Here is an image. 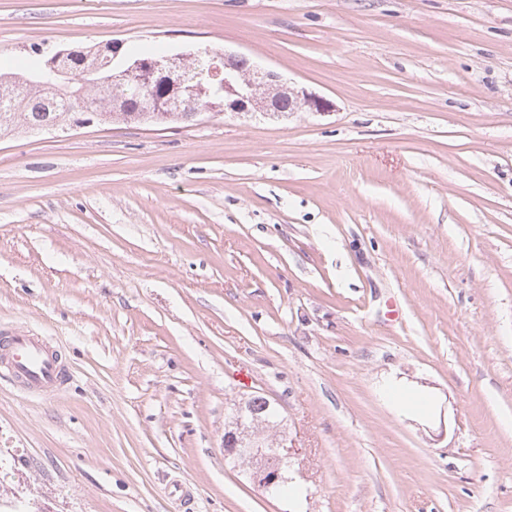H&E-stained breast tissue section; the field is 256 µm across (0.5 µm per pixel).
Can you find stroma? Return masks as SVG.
Listing matches in <instances>:
<instances>
[{"label": "stroma", "instance_id": "obj_1", "mask_svg": "<svg viewBox=\"0 0 512 512\" xmlns=\"http://www.w3.org/2000/svg\"><path fill=\"white\" fill-rule=\"evenodd\" d=\"M113 40L330 108L0 138V332L71 374L0 375V512H512V0H0L1 68ZM1 367L31 395L58 393L67 384L61 352L44 336H0ZM267 401L270 400L262 395H254L251 401L250 397H244L238 402L236 414H240L232 425L234 429L224 431V452L227 456L244 460L250 466L254 483L263 492L273 494L282 482L287 481L284 474L295 450L288 447L286 436L270 448L256 440V434L252 433L254 428L267 425L268 421L273 425L278 422V408L271 401L268 405ZM251 405L255 410L263 411L268 421L257 412H252ZM247 407L250 414L246 413Z\"/></svg>", "mask_w": 512, "mask_h": 512}]
</instances>
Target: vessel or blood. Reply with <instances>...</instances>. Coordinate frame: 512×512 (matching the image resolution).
Returning <instances> with one entry per match:
<instances>
[{"label": "vessel or blood", "mask_w": 512, "mask_h": 512, "mask_svg": "<svg viewBox=\"0 0 512 512\" xmlns=\"http://www.w3.org/2000/svg\"><path fill=\"white\" fill-rule=\"evenodd\" d=\"M0 367L32 395H50L67 383L60 351L43 336L16 333L0 338Z\"/></svg>", "instance_id": "obj_1"}]
</instances>
